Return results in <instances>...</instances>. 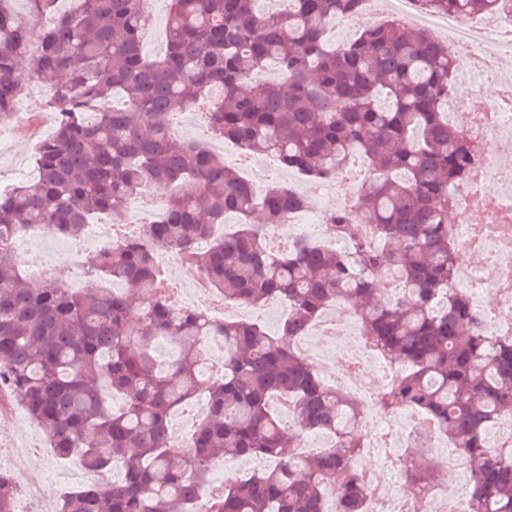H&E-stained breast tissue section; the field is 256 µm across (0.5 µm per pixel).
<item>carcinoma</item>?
<instances>
[{
  "label": "carcinoma",
  "mask_w": 512,
  "mask_h": 512,
  "mask_svg": "<svg viewBox=\"0 0 512 512\" xmlns=\"http://www.w3.org/2000/svg\"><path fill=\"white\" fill-rule=\"evenodd\" d=\"M0 0V120L14 116L27 61L43 84L53 134L36 149L33 184L0 189V386L44 433L54 453L107 472L115 485H85L56 512H193L211 464L233 457L280 462L245 473L209 496L207 512H323L338 477L339 512H363L353 459L364 447L359 404L330 388L291 346L330 305L351 303L363 336L401 371L377 396L386 415L414 409L427 422L405 449L406 491L428 496L419 468L430 440L465 458L473 512H512V441L493 448L488 427L512 418V340L474 328L470 295L449 288L459 250L448 236V188L466 182L475 146L448 122L459 58L427 31L398 19L363 27L337 47L329 21L359 0H288L260 13L255 0H167L166 51L143 52L145 0ZM502 0H424L432 12L492 15ZM275 57L282 79L253 75ZM199 113L210 135L311 179L365 166L354 209H336L328 232L349 253L300 241L267 244L300 199L275 186L258 204L238 170L206 141L178 137L173 120ZM166 190L165 217L84 258L92 280L121 284L92 295L52 277L33 283L8 250L22 232L78 241L84 224L124 219L148 181ZM240 223L210 248L198 240L227 216ZM160 249L197 269L226 302L284 298L279 335L254 321H214L167 295ZM397 300L379 299L387 273ZM170 337L169 354L153 347ZM224 344V369L203 375L201 341ZM206 393L208 412L184 447L170 418ZM324 431L335 447L301 455L298 436ZM16 485L0 469V512Z\"/></svg>",
  "instance_id": "cac0c4a2"
}]
</instances>
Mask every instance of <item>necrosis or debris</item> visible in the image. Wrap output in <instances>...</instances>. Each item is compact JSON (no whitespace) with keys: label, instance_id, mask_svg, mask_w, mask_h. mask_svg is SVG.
<instances>
[{"label":"necrosis or debris","instance_id":"necrosis-or-debris-1","mask_svg":"<svg viewBox=\"0 0 512 512\" xmlns=\"http://www.w3.org/2000/svg\"><path fill=\"white\" fill-rule=\"evenodd\" d=\"M396 8L409 21L425 15L431 28L470 50L448 99L449 121L461 118L480 92L486 65L497 72L498 97L486 103L480 123L464 128L482 149L467 184L455 192L458 208L450 232L467 258L459 262L451 285L469 289L483 333L512 339V67L504 64L499 49L500 36H512V8L489 18L468 19L449 12L424 13L421 0H397ZM329 189L322 182L305 188L307 206L291 210L287 231L273 229L269 241L284 247L302 239L323 240L329 210L321 200ZM293 346L325 382L347 389L362 405L368 444L354 467L364 512H470L472 486L463 477L466 462L445 440L434 443L440 469L452 477L440 504L428 507L402 493L399 476L407 463L403 450L423 424L411 413L389 419L377 411L373 397L390 381L396 366L361 334L350 307L328 310Z\"/></svg>","mask_w":512,"mask_h":512}]
</instances>
